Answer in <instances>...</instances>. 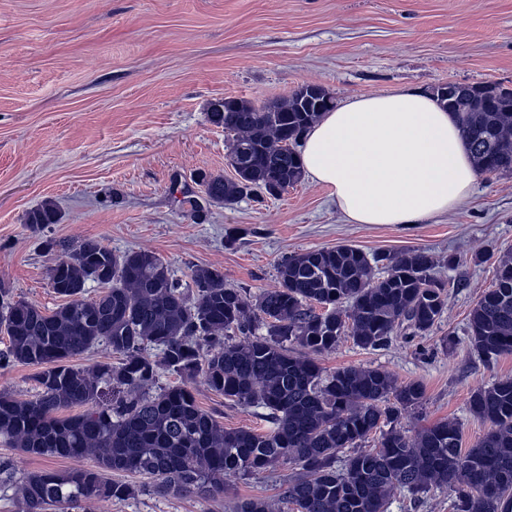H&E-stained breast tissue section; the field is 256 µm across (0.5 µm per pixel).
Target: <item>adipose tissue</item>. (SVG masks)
<instances>
[{"label": "adipose tissue", "instance_id": "1", "mask_svg": "<svg viewBox=\"0 0 512 512\" xmlns=\"http://www.w3.org/2000/svg\"><path fill=\"white\" fill-rule=\"evenodd\" d=\"M301 162L355 224L423 223L463 204L479 177L456 114L410 90L322 113Z\"/></svg>", "mask_w": 512, "mask_h": 512}]
</instances>
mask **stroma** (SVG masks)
Returning a JSON list of instances; mask_svg holds the SVG:
<instances>
[{"label": "stroma", "instance_id": "obj_1", "mask_svg": "<svg viewBox=\"0 0 512 512\" xmlns=\"http://www.w3.org/2000/svg\"><path fill=\"white\" fill-rule=\"evenodd\" d=\"M448 82L512 88V0H0V289L56 307L50 269L86 238L118 255L151 250L184 281L219 268L253 296L277 287L294 252H427L448 286L430 333L376 351L346 336L316 360L420 382L425 403L401 427L453 420L470 448L486 431L471 392L512 376V355L483 361L467 334L497 258L512 251V171L481 174L463 205L422 224L348 223L307 178L231 207L208 204L196 180L234 175L231 136L208 119L216 99L260 106L316 84L338 104ZM46 200L61 221L33 231L26 214ZM197 402L225 427L270 428L262 408L228 406L206 386ZM286 473L229 478L216 498L158 497L135 476L134 497L86 512H233L237 499L275 497Z\"/></svg>", "mask_w": 512, "mask_h": 512}]
</instances>
